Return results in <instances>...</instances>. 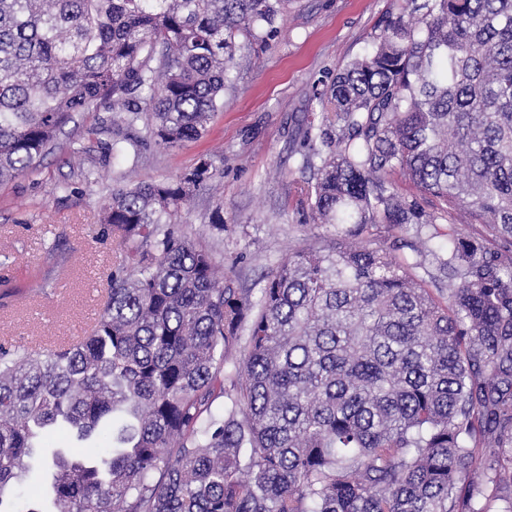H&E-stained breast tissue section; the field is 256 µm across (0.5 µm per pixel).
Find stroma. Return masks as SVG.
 <instances>
[{"label": "stroma", "mask_w": 512, "mask_h": 512, "mask_svg": "<svg viewBox=\"0 0 512 512\" xmlns=\"http://www.w3.org/2000/svg\"><path fill=\"white\" fill-rule=\"evenodd\" d=\"M397 0H293L267 47L242 45L235 87L224 94L207 135L163 149L104 160L97 140L75 151L66 129L33 173L0 186V345L46 347L87 335L103 311L120 254L102 236L100 212L119 181L169 182L204 154L223 158L224 175L196 193L178 221L206 239L204 216L224 206V235L209 240L221 270L240 287L260 290L263 276L303 240L330 231L305 222L297 190L310 122L319 120L315 90L324 88L369 47V35Z\"/></svg>", "instance_id": "1"}]
</instances>
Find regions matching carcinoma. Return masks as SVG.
Wrapping results in <instances>:
<instances>
[{"instance_id":"1","label":"carcinoma","mask_w":512,"mask_h":512,"mask_svg":"<svg viewBox=\"0 0 512 512\" xmlns=\"http://www.w3.org/2000/svg\"><path fill=\"white\" fill-rule=\"evenodd\" d=\"M288 2L0 0V185L102 100L121 125L83 135L106 156L139 124L200 139L236 38L267 43ZM370 43L306 136L297 209L333 237L258 297L172 223L217 159L112 186L123 257L90 334L0 346V512H512V0H404ZM409 225L426 280L385 245Z\"/></svg>"}]
</instances>
